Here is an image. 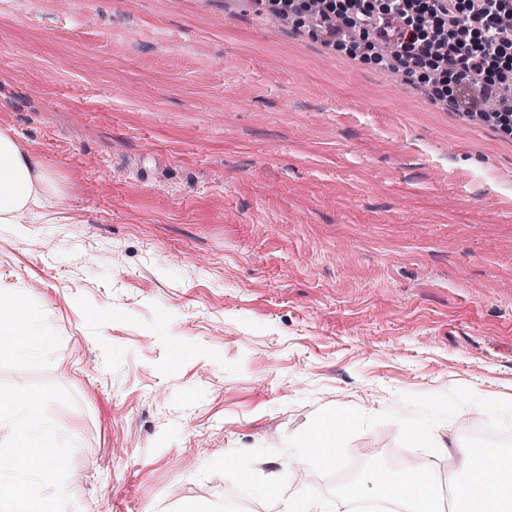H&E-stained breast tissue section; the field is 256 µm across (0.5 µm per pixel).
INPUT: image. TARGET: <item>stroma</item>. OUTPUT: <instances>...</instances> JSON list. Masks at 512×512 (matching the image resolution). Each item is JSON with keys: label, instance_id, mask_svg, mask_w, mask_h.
Instances as JSON below:
<instances>
[{"label": "stroma", "instance_id": "stroma-1", "mask_svg": "<svg viewBox=\"0 0 512 512\" xmlns=\"http://www.w3.org/2000/svg\"><path fill=\"white\" fill-rule=\"evenodd\" d=\"M255 0H0V129L60 178L47 224H0V287L35 289L65 512H283L211 461L283 447L321 409L512 400V134ZM58 101L41 107L43 94ZM223 325L216 334L215 325ZM193 348L172 361V344ZM361 449L447 483L484 410Z\"/></svg>", "mask_w": 512, "mask_h": 512}]
</instances>
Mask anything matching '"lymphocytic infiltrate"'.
Segmentation results:
<instances>
[{
    "mask_svg": "<svg viewBox=\"0 0 512 512\" xmlns=\"http://www.w3.org/2000/svg\"><path fill=\"white\" fill-rule=\"evenodd\" d=\"M335 0H303L289 8L288 0H269L268 11L313 18V28L336 45L360 34L375 43L397 47L405 62L403 82L412 84L429 70L449 76L450 104L465 112H480L481 104L499 98L512 85V69L503 64L512 55V0H427L426 17L414 19L417 0H387V10L355 8L349 21H341Z\"/></svg>",
    "mask_w": 512,
    "mask_h": 512,
    "instance_id": "obj_1",
    "label": "lymphocytic infiltrate"
}]
</instances>
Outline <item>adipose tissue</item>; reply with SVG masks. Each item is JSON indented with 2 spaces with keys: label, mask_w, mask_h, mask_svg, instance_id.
Listing matches in <instances>:
<instances>
[{
  "label": "adipose tissue",
  "mask_w": 512,
  "mask_h": 512,
  "mask_svg": "<svg viewBox=\"0 0 512 512\" xmlns=\"http://www.w3.org/2000/svg\"><path fill=\"white\" fill-rule=\"evenodd\" d=\"M63 192L58 177L9 130H0V224H45L48 209ZM0 357H37L51 338L36 299L14 288H0ZM46 392L0 391V512H62L76 485L58 480L62 453L59 430L45 412ZM55 484L54 494L38 491Z\"/></svg>",
  "instance_id": "ef3b65f1"
}]
</instances>
